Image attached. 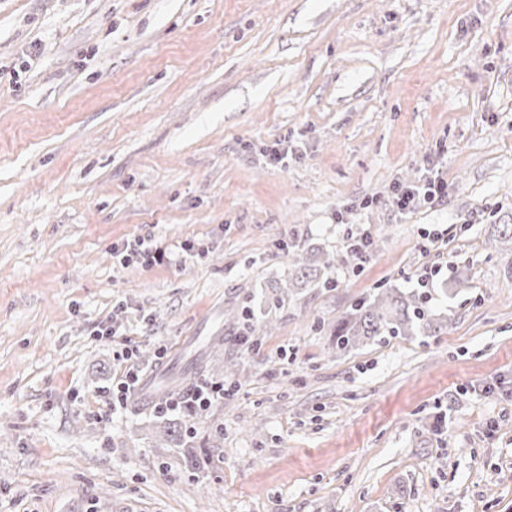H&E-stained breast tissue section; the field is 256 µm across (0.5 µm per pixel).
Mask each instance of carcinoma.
Segmentation results:
<instances>
[{
  "instance_id": "1",
  "label": "carcinoma",
  "mask_w": 512,
  "mask_h": 512,
  "mask_svg": "<svg viewBox=\"0 0 512 512\" xmlns=\"http://www.w3.org/2000/svg\"><path fill=\"white\" fill-rule=\"evenodd\" d=\"M433 325L432 312L419 297L385 289L336 321L334 344L343 352L377 337L426 336Z\"/></svg>"
}]
</instances>
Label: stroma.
I'll list each match as a JSON object with an SVG mask.
<instances>
[{
	"label": "stroma",
	"mask_w": 512,
	"mask_h": 512,
	"mask_svg": "<svg viewBox=\"0 0 512 512\" xmlns=\"http://www.w3.org/2000/svg\"><path fill=\"white\" fill-rule=\"evenodd\" d=\"M495 224L512 0H0V512H512ZM132 237L196 254L121 263ZM287 249L332 266L291 287ZM437 258L458 293L419 288ZM387 288L437 330L336 352ZM162 347L113 409L117 355ZM228 369L161 440L149 386ZM447 184L438 176L428 179L421 187L396 186L397 203L400 210L411 209L416 199L423 195L424 199L439 200L445 195Z\"/></svg>",
	"instance_id": "1"
}]
</instances>
